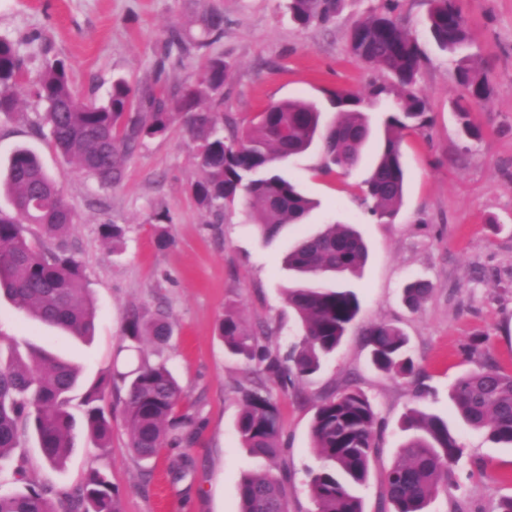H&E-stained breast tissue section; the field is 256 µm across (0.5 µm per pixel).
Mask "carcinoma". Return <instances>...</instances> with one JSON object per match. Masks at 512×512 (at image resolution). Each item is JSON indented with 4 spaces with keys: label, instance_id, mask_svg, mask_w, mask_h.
<instances>
[{
    "label": "carcinoma",
    "instance_id": "carcinoma-1",
    "mask_svg": "<svg viewBox=\"0 0 512 512\" xmlns=\"http://www.w3.org/2000/svg\"><path fill=\"white\" fill-rule=\"evenodd\" d=\"M340 0H289L293 19L302 26L332 22ZM426 26L437 48L455 62L459 89L455 103L462 131L470 139L481 130L470 113L491 95L492 88L472 52L469 20L460 0H428ZM197 32L173 27L163 45L164 57H188L195 48L218 41L224 15L211 10L191 21ZM353 58L393 78L372 95L391 94L395 111L385 121L384 144L364 181L372 201L370 212L394 219L403 204L406 170L402 132L427 122L425 101L416 91V77L425 62L419 43L391 11L372 13L351 29ZM232 66L221 59L202 63L195 78L180 85L156 83L142 87L117 78L106 97H82L72 87L62 59H47L37 80L30 83L26 60L17 44L0 38V116L17 114L23 95L42 111L32 126L48 130L53 146L87 177L110 187L122 177L125 164L145 138L165 135L183 123L195 143L200 176L190 187L197 204L220 221L224 210L239 204L248 220L267 239L283 225L300 224L314 202L296 183L272 172L275 163L305 153L320 141L321 172L346 174L361 158L370 134L365 99L351 91L332 94L336 119L325 125L322 110L304 99H288L266 107L243 136L224 117V84ZM0 188L10 196L16 216L0 215V295L33 319L75 336L94 329L96 306L86 288L80 261L69 249L67 234L77 215L57 181L43 169L38 156L18 148L10 157ZM156 244L172 245L162 229L166 212L153 215ZM368 257L360 233L351 224H328L317 234L295 241L285 259L295 274L285 300L299 320L302 336L293 351L272 355L263 341V327L250 328L227 310L219 335L227 350L248 362L264 365L283 389L316 374L324 360L341 345L360 312L357 294L324 278L359 273ZM430 285L415 281L405 288V301L420 306ZM126 336L163 344L172 335L168 317L160 312L146 319L128 315ZM373 366L386 374L414 378L420 369L408 350V338L397 326L380 323L366 330ZM126 387L121 400L129 430V447L140 460L163 448H187L198 430L195 417L179 411L185 395L163 363L147 361L129 373L102 374L83 398L87 431L96 446L109 447L112 438V388ZM79 381L72 364L38 348L27 355L0 356V460L10 457L32 436L45 461L62 468L73 452L74 419L68 411L69 393ZM241 411L237 430L242 446L272 460L282 451L279 407L265 385L254 378L238 384ZM451 399L462 422L483 432L490 441L512 446V374L483 364L452 386ZM401 428L407 432L400 457L384 472L382 489L391 512H425L429 502L448 490L451 467L463 447L438 415L412 407ZM379 420L370 399L358 388L325 394L311 424L313 447L320 465L309 471L313 512H364L357 490L368 482L378 455ZM287 479L272 471L246 475L240 483L238 512H288ZM0 512H121L106 472L90 470L81 484L68 491L51 485L26 484L0 491Z\"/></svg>",
    "mask_w": 512,
    "mask_h": 512
}]
</instances>
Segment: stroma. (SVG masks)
I'll return each mask as SVG.
<instances>
[{"mask_svg": "<svg viewBox=\"0 0 512 512\" xmlns=\"http://www.w3.org/2000/svg\"><path fill=\"white\" fill-rule=\"evenodd\" d=\"M381 5L382 0H343L333 23L302 28L291 20L286 0H0V37L19 45L31 78H38L45 60H65L82 96H104L119 76L135 85L152 82L160 67L169 84L179 85L194 77L200 63L224 59L234 65L224 87V113L241 131L271 103L303 98L329 113L336 90L365 95L372 85L388 83L387 75L353 60L348 42L353 23ZM461 5L492 86L490 99L473 114L482 136L462 135L453 108V65L428 50L416 88L431 122L404 134L408 181L403 206L390 223L370 214L359 189L380 150L385 111L394 102L390 96L370 106L373 134L349 175L321 174L313 151L281 165V173L317 206L270 242L241 211L226 213L217 224L195 202L190 184L199 170L181 126L143 140L122 178L104 188L34 132L30 121L37 107L31 100H23L16 116L0 117V169L24 147L60 178L78 217L69 245L97 305L93 339L84 343L0 299V342L40 346L83 371L68 405L76 422L74 450L63 468L54 469L36 441L27 439L22 453L30 480L70 489L97 468L109 473L121 512H236L242 477L273 469L274 463L241 444L236 388L248 366L227 352L217 324L225 311H235L247 325L267 327L272 351L286 355L297 328L284 296L290 274L283 257L300 235L341 222L355 225L369 248L361 276L349 282L361 304L357 323L316 377L288 390L268 384L287 445L288 512H313L308 471L319 464L311 439L315 406L325 394L348 386L367 394L381 422L380 461L360 490L365 512L390 510L381 473L399 456L406 440L401 419L411 407L447 418L464 447L447 493L431 500L426 512H496L499 500L512 495V447L463 425L449 396L452 385L481 364L512 371V0ZM211 9L224 15L222 38L187 58L161 60L169 29L187 26ZM158 211L171 218L166 230L173 244L165 249L156 245L151 222ZM103 224L122 228L119 243L101 238ZM416 280L430 282L432 289L413 310L403 293ZM133 308L148 318L165 312L170 341L155 345L127 338L125 320ZM381 322L407 335L421 367L419 379L372 367L363 331ZM144 360L166 363L202 424L185 450L192 465L184 474L172 469L176 451L162 450L148 465L135 457L121 407L112 411L106 450L96 448L82 423L86 385Z\"/></svg>", "mask_w": 512, "mask_h": 512, "instance_id": "stroma-1", "label": "stroma"}]
</instances>
